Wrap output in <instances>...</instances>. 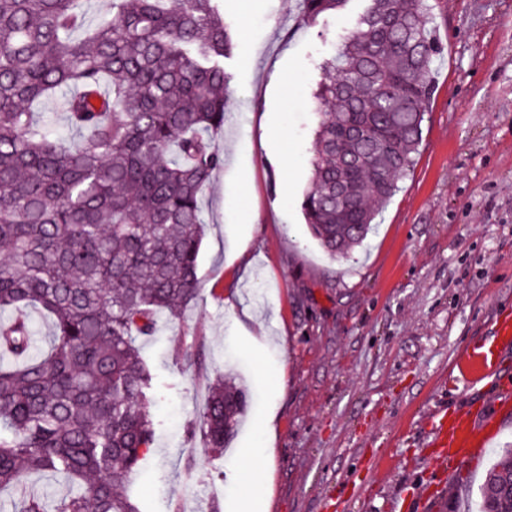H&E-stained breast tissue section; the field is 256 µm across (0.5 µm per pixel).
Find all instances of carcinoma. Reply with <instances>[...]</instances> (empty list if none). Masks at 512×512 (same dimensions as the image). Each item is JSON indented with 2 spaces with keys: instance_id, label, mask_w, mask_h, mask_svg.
Listing matches in <instances>:
<instances>
[{
  "instance_id": "obj_1",
  "label": "carcinoma",
  "mask_w": 512,
  "mask_h": 512,
  "mask_svg": "<svg viewBox=\"0 0 512 512\" xmlns=\"http://www.w3.org/2000/svg\"><path fill=\"white\" fill-rule=\"evenodd\" d=\"M84 0H0V492L62 474L75 492L14 512H142L126 479L155 439L154 374L137 345L200 291L201 199L224 159L232 49L218 0H112L84 28ZM348 0H301L299 21ZM429 0H368L323 60L310 186L301 208L334 259L363 245L414 163L443 52ZM65 94L83 140L54 137L33 103ZM53 320L34 350L26 310ZM247 390L231 372L190 421L215 454ZM479 512H512V448Z\"/></svg>"
}]
</instances>
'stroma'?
<instances>
[{
  "label": "stroma",
  "mask_w": 512,
  "mask_h": 512,
  "mask_svg": "<svg viewBox=\"0 0 512 512\" xmlns=\"http://www.w3.org/2000/svg\"><path fill=\"white\" fill-rule=\"evenodd\" d=\"M365 0L297 22V0H220L234 49L224 164L207 190L197 299L141 339L161 399L153 450L129 485L146 512H235L236 452L272 457L268 512H407L434 485L427 433L469 386L459 353L512 308V0H436L444 47L414 166L364 245L330 258L301 202L316 151L312 93ZM281 136L270 140L271 128ZM233 370L251 400L223 455L191 437L206 385ZM275 414L273 429L263 428ZM512 422L455 469L438 512H468ZM202 482H189L188 461Z\"/></svg>",
  "instance_id": "1"
}]
</instances>
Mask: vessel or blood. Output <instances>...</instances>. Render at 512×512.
Wrapping results in <instances>:
<instances>
[{"mask_svg":"<svg viewBox=\"0 0 512 512\" xmlns=\"http://www.w3.org/2000/svg\"><path fill=\"white\" fill-rule=\"evenodd\" d=\"M512 345V310H498L491 339L471 344L464 369L476 382L495 380L503 375L502 350ZM512 416V392L503 391L492 411L475 405L464 409L441 407L429 433L434 464L440 474L439 486H446L447 466L467 463L488 448L501 428V421Z\"/></svg>","mask_w":512,"mask_h":512,"instance_id":"vessel-or-blood-1","label":"vessel or blood"}]
</instances>
